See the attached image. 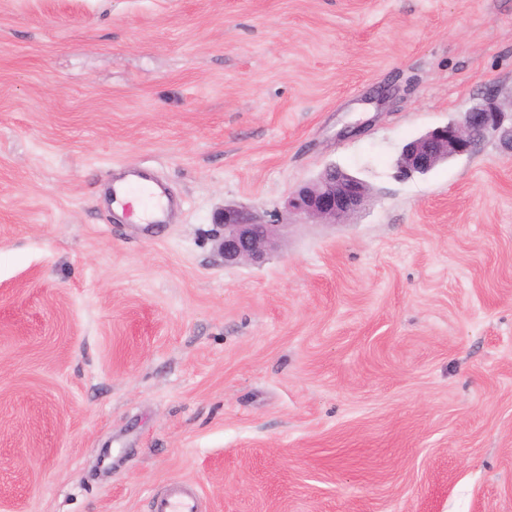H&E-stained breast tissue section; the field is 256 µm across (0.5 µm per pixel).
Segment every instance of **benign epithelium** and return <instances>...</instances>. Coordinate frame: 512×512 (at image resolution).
Here are the masks:
<instances>
[{
	"label": "benign epithelium",
	"mask_w": 512,
	"mask_h": 512,
	"mask_svg": "<svg viewBox=\"0 0 512 512\" xmlns=\"http://www.w3.org/2000/svg\"><path fill=\"white\" fill-rule=\"evenodd\" d=\"M502 110L489 96L481 104L461 113L460 118L438 127L405 145L395 161L397 174H424L438 163L473 153L490 134L512 145V128L502 129ZM367 185L347 172L326 168L312 183L297 188L288 197V211L322 224H338L360 210L368 199ZM214 223L223 230L217 251L224 265L261 264L276 251L285 225L264 222L243 207L226 206Z\"/></svg>",
	"instance_id": "7a95c632"
}]
</instances>
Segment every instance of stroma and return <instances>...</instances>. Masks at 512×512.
<instances>
[{
  "instance_id": "35a3bbf8",
  "label": "stroma",
  "mask_w": 512,
  "mask_h": 512,
  "mask_svg": "<svg viewBox=\"0 0 512 512\" xmlns=\"http://www.w3.org/2000/svg\"><path fill=\"white\" fill-rule=\"evenodd\" d=\"M512 0H0V512H512ZM339 166L346 224L286 213ZM145 167L176 199L106 200ZM280 219L225 266L216 211ZM502 110L488 96L481 104L462 112L455 122L426 132L405 145L395 161L400 177L424 174L450 157L473 153L489 134H500L512 149V127L502 130ZM152 512H202L196 489L185 481H168L152 498Z\"/></svg>"
}]
</instances>
